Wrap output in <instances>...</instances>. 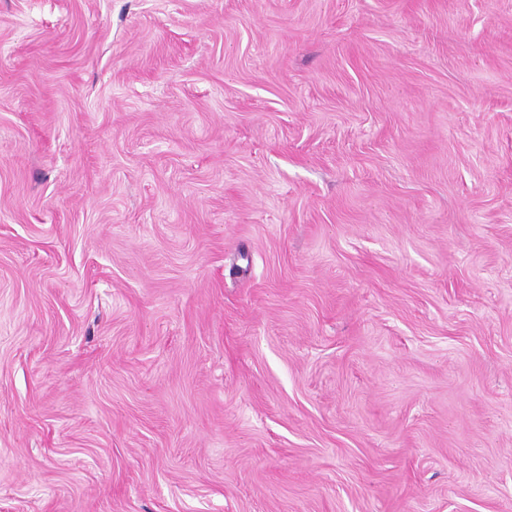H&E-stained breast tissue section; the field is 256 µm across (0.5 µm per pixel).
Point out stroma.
<instances>
[{"mask_svg": "<svg viewBox=\"0 0 512 512\" xmlns=\"http://www.w3.org/2000/svg\"><path fill=\"white\" fill-rule=\"evenodd\" d=\"M0 512H512V0H0Z\"/></svg>", "mask_w": 512, "mask_h": 512, "instance_id": "stroma-1", "label": "stroma"}]
</instances>
